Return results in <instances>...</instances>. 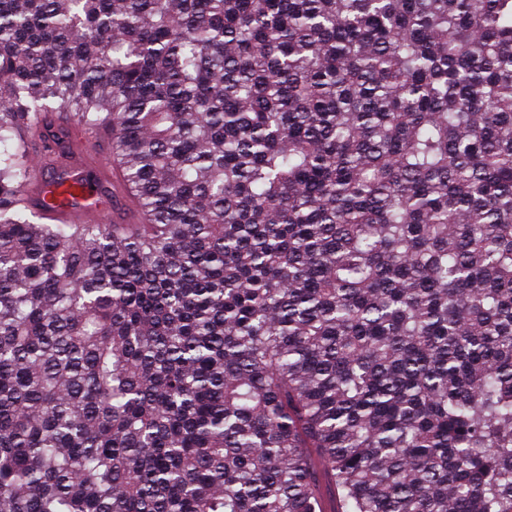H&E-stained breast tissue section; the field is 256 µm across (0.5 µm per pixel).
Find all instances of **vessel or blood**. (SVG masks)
I'll use <instances>...</instances> for the list:
<instances>
[{
  "mask_svg": "<svg viewBox=\"0 0 512 512\" xmlns=\"http://www.w3.org/2000/svg\"><path fill=\"white\" fill-rule=\"evenodd\" d=\"M64 129L68 152L52 167L43 163L44 147L30 149L37 175L25 190V199L38 207L45 220L57 224L135 222L108 154L88 149L90 135L83 126L68 123Z\"/></svg>",
  "mask_w": 512,
  "mask_h": 512,
  "instance_id": "vessel-or-blood-1",
  "label": "vessel or blood"
}]
</instances>
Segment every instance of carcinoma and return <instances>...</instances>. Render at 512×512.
Masks as SVG:
<instances>
[{"label": "carcinoma", "mask_w": 512, "mask_h": 512, "mask_svg": "<svg viewBox=\"0 0 512 512\" xmlns=\"http://www.w3.org/2000/svg\"><path fill=\"white\" fill-rule=\"evenodd\" d=\"M112 131L144 224H41ZM512 512V0H0V512Z\"/></svg>", "instance_id": "1"}]
</instances>
